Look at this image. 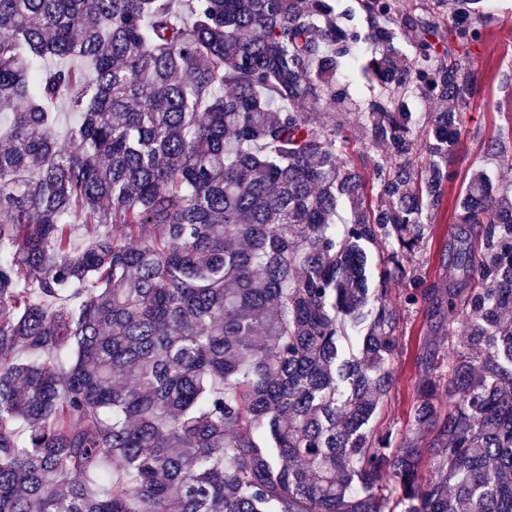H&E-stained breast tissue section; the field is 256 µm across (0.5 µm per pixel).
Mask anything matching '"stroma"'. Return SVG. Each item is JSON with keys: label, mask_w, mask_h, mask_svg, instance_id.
Wrapping results in <instances>:
<instances>
[{"label": "stroma", "mask_w": 512, "mask_h": 512, "mask_svg": "<svg viewBox=\"0 0 512 512\" xmlns=\"http://www.w3.org/2000/svg\"><path fill=\"white\" fill-rule=\"evenodd\" d=\"M491 21L482 41L471 48V57L480 86L462 114L459 151L452 167L455 177L445 189L434 232L423 255L426 280L438 283L449 263V244L456 224L455 199L463 191L474 167L489 166L482 149L485 141L512 129V83L503 77L512 74V0H490L486 8ZM398 354L391 364L393 388L388 399L370 422L378 434L400 438L410 427L409 413L420 374L416 357L424 344L437 339L424 310L401 309L396 329Z\"/></svg>", "instance_id": "obj_1"}]
</instances>
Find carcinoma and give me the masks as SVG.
<instances>
[{"instance_id":"cac0c4a2","label":"carcinoma","mask_w":512,"mask_h":512,"mask_svg":"<svg viewBox=\"0 0 512 512\" xmlns=\"http://www.w3.org/2000/svg\"><path fill=\"white\" fill-rule=\"evenodd\" d=\"M356 3L364 31L334 0H0V512H512V195L490 171L456 201L475 286L418 262L487 16ZM362 41L359 107L336 72ZM394 281L463 327L418 355L395 448L368 428Z\"/></svg>"}]
</instances>
